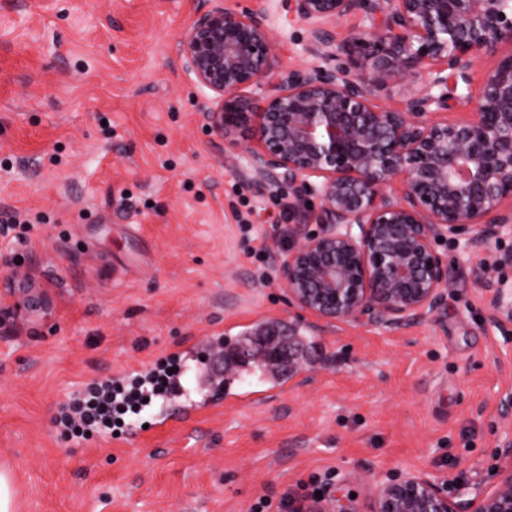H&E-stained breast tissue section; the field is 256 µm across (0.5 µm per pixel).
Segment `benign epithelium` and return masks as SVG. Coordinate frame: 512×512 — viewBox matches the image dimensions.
Here are the masks:
<instances>
[{
	"label": "benign epithelium",
	"instance_id": "1",
	"mask_svg": "<svg viewBox=\"0 0 512 512\" xmlns=\"http://www.w3.org/2000/svg\"><path fill=\"white\" fill-rule=\"evenodd\" d=\"M281 7L306 23V52L318 63L285 65L268 9L230 0H203L178 57L206 92L200 121L225 144L244 145L256 186L286 178L297 197L319 201L317 230L276 256L288 305L326 323L386 328L436 314L455 277L437 243L483 249L512 237V0ZM356 15L365 24L337 41L336 24ZM482 58L495 63L475 85ZM386 85L404 90L402 105L374 102ZM450 99L471 118H442ZM485 286L493 320L512 324V280ZM295 335L274 322L254 344L225 350L224 367L247 364L255 347L294 375L303 370ZM497 458L496 483L473 493L400 473L377 487L372 512H512V438Z\"/></svg>",
	"mask_w": 512,
	"mask_h": 512
}]
</instances>
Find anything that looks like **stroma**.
<instances>
[{"instance_id": "1", "label": "stroma", "mask_w": 512, "mask_h": 512, "mask_svg": "<svg viewBox=\"0 0 512 512\" xmlns=\"http://www.w3.org/2000/svg\"><path fill=\"white\" fill-rule=\"evenodd\" d=\"M201 0H0V466L15 512H269L316 478L327 512H371L379 482L414 471L479 489L512 433V326L475 279L495 253L443 244L441 311L386 329L289 310L258 277L293 242L287 185L256 188L243 148L202 127L206 94L177 40ZM285 64H309L305 24L264 0ZM46 296L19 315L12 286ZM261 320L306 336L303 372L259 405L229 399L181 429L150 406L121 431L69 437L61 404L115 372Z\"/></svg>"}]
</instances>
